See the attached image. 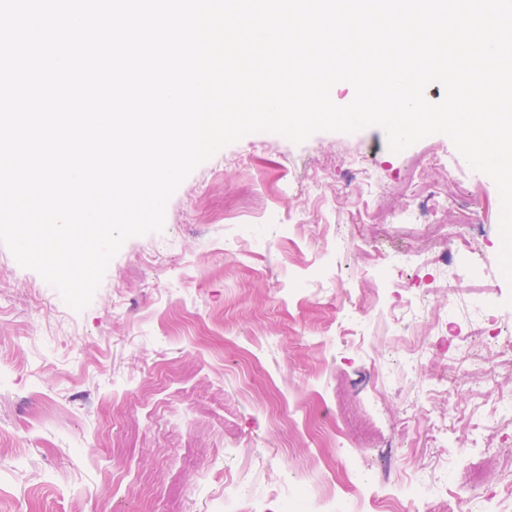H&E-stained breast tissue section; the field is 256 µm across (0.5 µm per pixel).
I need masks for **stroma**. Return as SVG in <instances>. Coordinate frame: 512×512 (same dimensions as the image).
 <instances>
[{
    "label": "stroma",
    "mask_w": 512,
    "mask_h": 512,
    "mask_svg": "<svg viewBox=\"0 0 512 512\" xmlns=\"http://www.w3.org/2000/svg\"><path fill=\"white\" fill-rule=\"evenodd\" d=\"M450 181L484 200L457 297L463 313L486 304L493 336L512 328L500 195L443 134L398 153L378 126L247 134L182 182L162 231L123 244L80 311L0 243V512H167L173 485L182 512H224L228 474L261 496L312 462L341 475L340 377L374 422L357 466L395 486L439 476L459 449L431 427L469 433L468 411L493 417L496 396L460 377L424 403L470 328L434 336L441 268L386 271L380 251L416 244L385 209ZM280 405L289 423L270 419Z\"/></svg>",
    "instance_id": "obj_1"
}]
</instances>
